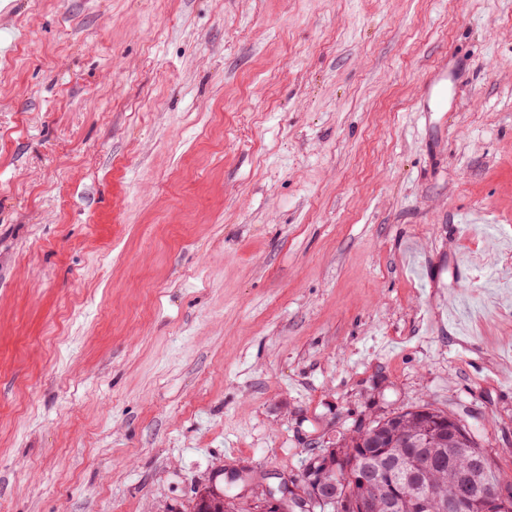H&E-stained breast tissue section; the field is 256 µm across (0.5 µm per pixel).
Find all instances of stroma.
Wrapping results in <instances>:
<instances>
[{
    "instance_id": "stroma-1",
    "label": "stroma",
    "mask_w": 512,
    "mask_h": 512,
    "mask_svg": "<svg viewBox=\"0 0 512 512\" xmlns=\"http://www.w3.org/2000/svg\"><path fill=\"white\" fill-rule=\"evenodd\" d=\"M422 404L512 473V0H6V512L251 503ZM448 80H454L448 64L437 66L429 73L423 90L427 112L448 109Z\"/></svg>"
}]
</instances>
